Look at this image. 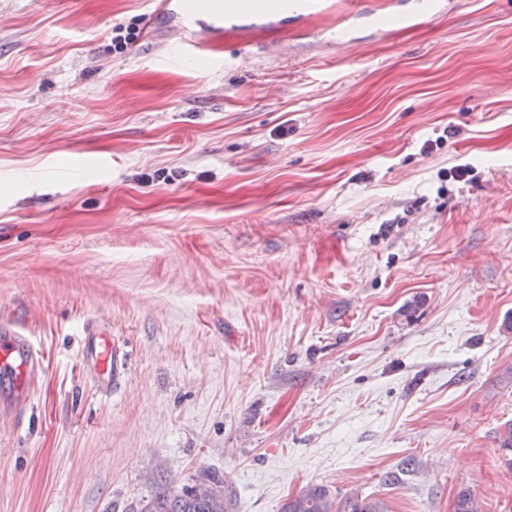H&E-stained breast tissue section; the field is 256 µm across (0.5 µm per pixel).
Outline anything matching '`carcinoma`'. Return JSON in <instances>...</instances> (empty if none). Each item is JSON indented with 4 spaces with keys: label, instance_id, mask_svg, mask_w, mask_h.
I'll return each mask as SVG.
<instances>
[{
    "label": "carcinoma",
    "instance_id": "carcinoma-1",
    "mask_svg": "<svg viewBox=\"0 0 512 512\" xmlns=\"http://www.w3.org/2000/svg\"><path fill=\"white\" fill-rule=\"evenodd\" d=\"M231 499L224 495V485L203 473L190 488L169 492L150 500L144 512H230ZM282 512H389L380 498L359 495L338 498L323 486L313 485L288 499ZM454 512H482L479 501L467 488L459 491Z\"/></svg>",
    "mask_w": 512,
    "mask_h": 512
}]
</instances>
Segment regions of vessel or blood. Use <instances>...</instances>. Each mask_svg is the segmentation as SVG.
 <instances>
[{"label": "vessel or blood", "instance_id": "obj_1", "mask_svg": "<svg viewBox=\"0 0 512 512\" xmlns=\"http://www.w3.org/2000/svg\"><path fill=\"white\" fill-rule=\"evenodd\" d=\"M156 11L172 16L185 37L178 49L183 56L200 57L211 50L209 35L237 32L249 38L254 32L272 30L280 38L299 26L329 20L334 0H154ZM84 358L93 366L101 390L112 389L121 367L112 348V338L96 328L86 333ZM43 369V362L27 337L0 327V387L6 404L20 409L28 402V383Z\"/></svg>", "mask_w": 512, "mask_h": 512}]
</instances>
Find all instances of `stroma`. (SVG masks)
<instances>
[{
	"mask_svg": "<svg viewBox=\"0 0 512 512\" xmlns=\"http://www.w3.org/2000/svg\"><path fill=\"white\" fill-rule=\"evenodd\" d=\"M443 2L187 60L151 0H0V324L44 362L0 405V512L203 472L232 512H512V0ZM85 336L83 356L94 367L97 386L108 391L115 385L122 366L112 348V337L93 326ZM282 512H390L380 498L359 495L338 498L323 486L313 485L289 498Z\"/></svg>",
	"mask_w": 512,
	"mask_h": 512,
	"instance_id": "obj_1",
	"label": "stroma"
}]
</instances>
